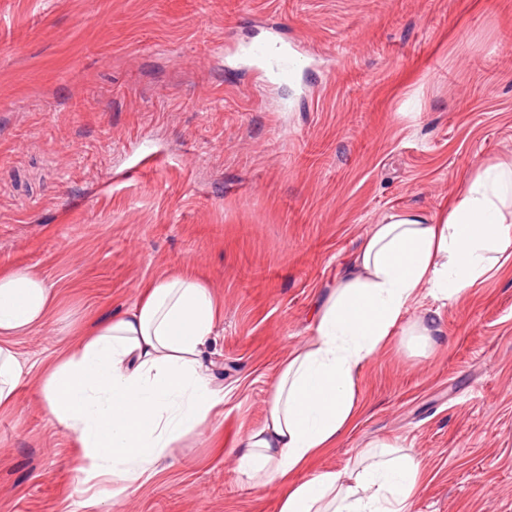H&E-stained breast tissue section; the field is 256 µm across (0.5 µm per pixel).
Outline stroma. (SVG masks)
Segmentation results:
<instances>
[{
	"mask_svg": "<svg viewBox=\"0 0 512 512\" xmlns=\"http://www.w3.org/2000/svg\"><path fill=\"white\" fill-rule=\"evenodd\" d=\"M276 27L297 82L231 69ZM512 155V0H0V268L61 292L17 337L50 360L139 285L186 269L224 317L205 356L224 412L134 494L85 509L74 443L35 380L0 412V512H277L233 457L279 363L370 225L436 213ZM438 313L433 348L392 337L361 370L359 416L306 473L380 441L411 448L412 512H512V268Z\"/></svg>",
	"mask_w": 512,
	"mask_h": 512,
	"instance_id": "stroma-1",
	"label": "stroma"
}]
</instances>
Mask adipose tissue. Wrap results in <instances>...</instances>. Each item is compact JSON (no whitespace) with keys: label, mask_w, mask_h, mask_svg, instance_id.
I'll list each match as a JSON object with an SVG mask.
<instances>
[{"label":"adipose tissue","mask_w":512,"mask_h":512,"mask_svg":"<svg viewBox=\"0 0 512 512\" xmlns=\"http://www.w3.org/2000/svg\"><path fill=\"white\" fill-rule=\"evenodd\" d=\"M511 262L512 158L472 169L437 214L395 211L371 225L310 341L282 361L263 424L240 439L238 474L281 487L278 512H410L422 465L401 446H364L345 474L303 470L352 427L359 372L396 331L435 345V316L407 318L420 296L460 299ZM57 297L37 272L0 269V411L37 374L50 418L74 438L78 494L103 484L106 497L129 495L224 402L205 363L221 307L191 272L156 275L129 309L84 325L37 373L14 340L42 326Z\"/></svg>","instance_id":"adipose-tissue-1"}]
</instances>
